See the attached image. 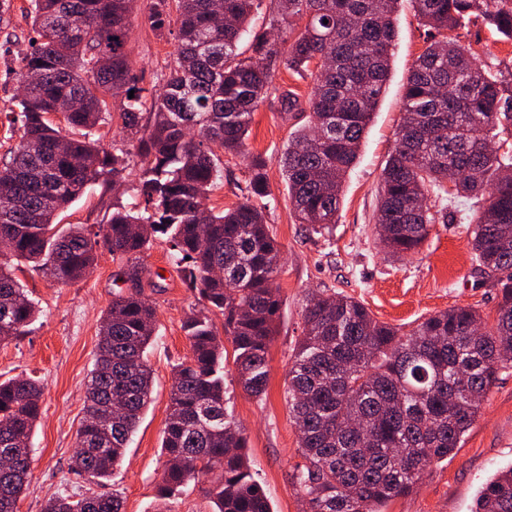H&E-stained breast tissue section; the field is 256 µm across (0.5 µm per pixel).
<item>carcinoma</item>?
<instances>
[{
  "instance_id": "cac0c4a2",
  "label": "carcinoma",
  "mask_w": 512,
  "mask_h": 512,
  "mask_svg": "<svg viewBox=\"0 0 512 512\" xmlns=\"http://www.w3.org/2000/svg\"><path fill=\"white\" fill-rule=\"evenodd\" d=\"M133 2L31 0L37 38L16 71L29 90L18 100L19 140L0 164V253L69 283L102 247L122 262L117 279L133 285L115 294L100 322L72 460L102 487L151 401L147 350L157 312L142 293L150 274L143 255L164 241L173 265L185 266L198 310L183 325L190 354L175 368L162 431L158 512H170L175 492L202 479L212 512H274L251 471L245 430L224 407V341L246 393L260 397L268 383L281 249L253 203L269 196L266 160L251 157L243 201L217 211L206 200L224 180L222 156L247 152L252 115L275 96L283 114L304 118L280 157L293 210L319 232L336 223L342 183L389 76L399 0H152L150 28L160 36L177 29L178 44L150 93L137 85L126 51ZM412 2L428 39L409 71L381 173L380 243L394 256L414 252L463 198L477 266L512 271V73L478 64L448 35L481 16L499 39L512 40V0ZM261 9L266 28L252 34ZM282 67L313 79L307 103L275 84ZM116 89L124 92L123 128L135 139L134 152L122 155L92 139ZM62 108L61 127L51 115ZM129 167L138 168L143 209L112 204L100 237L55 223ZM495 287L489 328L470 306L402 333L350 296L307 299L286 396L303 459L291 484L306 512H382L460 447L499 371L512 366V274ZM38 315L0 266V344L27 335ZM41 398L30 376L0 381V454L11 456L9 471L0 470V512H17L27 486ZM43 512H123V504L113 492L64 491ZM472 512H512V465L486 482Z\"/></svg>"
}]
</instances>
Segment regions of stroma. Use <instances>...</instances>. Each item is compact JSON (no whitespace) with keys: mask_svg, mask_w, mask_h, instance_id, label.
Listing matches in <instances>:
<instances>
[{"mask_svg":"<svg viewBox=\"0 0 512 512\" xmlns=\"http://www.w3.org/2000/svg\"><path fill=\"white\" fill-rule=\"evenodd\" d=\"M150 0H136L127 50L139 87L154 91L159 75L174 58V35L157 36L144 22ZM29 0H5L0 9V160L18 140L19 114L15 71L30 50L33 36L25 18ZM427 28L416 18L411 0H400L397 37L388 80L364 134L357 164L347 175L339 216L329 232H312L297 223L279 157L294 130L283 118L277 99L255 112L249 130L250 154L267 160L271 191L269 227L279 242L283 261L279 274L282 300L276 334L268 354V385L263 397L246 394L227 365L224 388L228 407L246 430L249 462L267 490L274 512H303L291 474L300 461L297 430L286 402L288 368L304 334L302 308L308 294L336 292L361 301L381 322L409 332L430 314L470 306L493 323L500 300L497 288L483 283L472 260L463 221L464 202L454 205L455 220L433 225L417 253L395 258L380 246L376 230L377 191L382 168L394 146L401 120L404 86L410 68L425 47ZM455 35L477 62L495 70H512V42L495 40L481 19L459 27ZM224 182L207 200L208 207L227 209L242 199L247 177L244 157L224 155ZM135 170H127L115 187H95L62 212L58 224H80L99 232L113 202H140ZM154 273L144 294L157 310V332L148 350L153 369V399L145 410L109 483L121 492L124 512H154L156 486L164 470L162 430L169 413L173 373L189 354L182 325L196 300L185 275L173 266L167 246L157 241L143 256ZM121 264L99 250L96 265L81 281L54 282L32 265H19L16 275L41 311L20 341L0 345V380L17 374L39 379L44 386L42 414L32 438L31 476L19 512H42L57 492L84 486L71 469L76 432L95 360L101 318L118 290ZM512 465V367L502 370L481 404L460 448L448 460L433 464L417 489L392 501L386 512H472L483 485L501 468Z\"/></svg>","mask_w":512,"mask_h":512,"instance_id":"35a3bbf8","label":"stroma"}]
</instances>
